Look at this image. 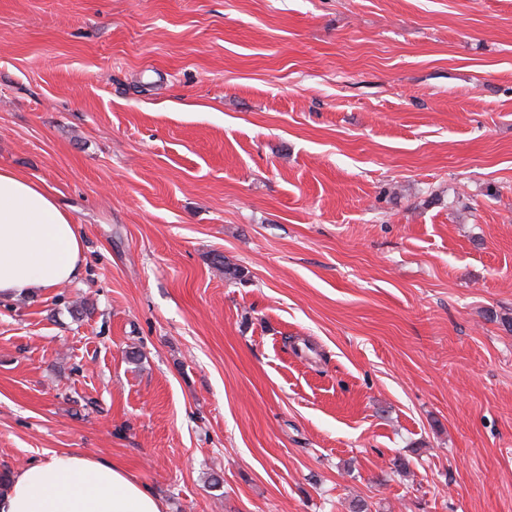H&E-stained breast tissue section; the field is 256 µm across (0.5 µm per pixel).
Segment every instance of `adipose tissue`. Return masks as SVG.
<instances>
[{"label":"adipose tissue","mask_w":512,"mask_h":512,"mask_svg":"<svg viewBox=\"0 0 512 512\" xmlns=\"http://www.w3.org/2000/svg\"><path fill=\"white\" fill-rule=\"evenodd\" d=\"M81 258L74 218L56 192L0 166V298L70 283ZM0 512H165V506L121 465L67 450L11 475Z\"/></svg>","instance_id":"obj_1"}]
</instances>
